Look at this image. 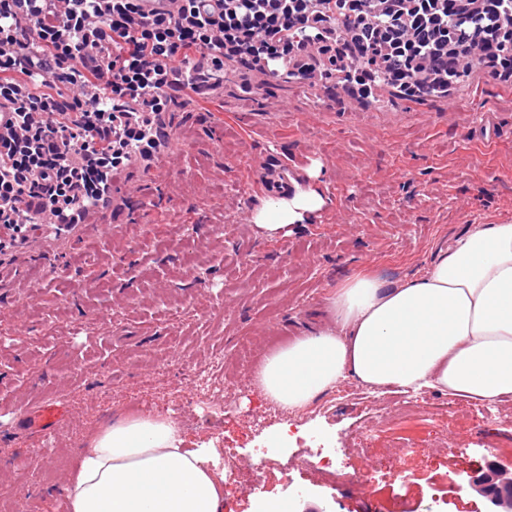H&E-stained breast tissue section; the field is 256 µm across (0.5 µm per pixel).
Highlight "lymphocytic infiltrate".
Masks as SVG:
<instances>
[{
  "instance_id": "lymphocytic-infiltrate-1",
  "label": "lymphocytic infiltrate",
  "mask_w": 512,
  "mask_h": 512,
  "mask_svg": "<svg viewBox=\"0 0 512 512\" xmlns=\"http://www.w3.org/2000/svg\"><path fill=\"white\" fill-rule=\"evenodd\" d=\"M0 0V246L40 225L86 223L132 161L159 158L172 82L198 90L225 61L264 73L343 75L370 94L381 71L395 87L436 85L471 45L491 75L512 72V0H182L174 18L138 0ZM475 13L480 39L449 27Z\"/></svg>"
}]
</instances>
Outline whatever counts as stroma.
Returning a JSON list of instances; mask_svg holds the SVG:
<instances>
[{"label": "stroma", "mask_w": 512, "mask_h": 512, "mask_svg": "<svg viewBox=\"0 0 512 512\" xmlns=\"http://www.w3.org/2000/svg\"><path fill=\"white\" fill-rule=\"evenodd\" d=\"M242 71L225 63L208 100L178 99L164 116L172 148L118 174L94 221L41 227L40 249L0 254V311L25 327L0 323V512H68L59 487L87 436L142 401L195 446L233 454L224 512H491L471 480L512 474V397L471 404L425 388L407 408L346 379L293 414L264 397L256 369L328 323L342 277L406 281L471 225L512 224V81L479 66L447 97L365 102L333 79L269 77L248 94ZM487 112L493 140L474 133ZM275 147L325 204L271 240L252 221L267 196L246 186ZM215 361L211 412L187 397ZM59 397L67 424L34 453L17 408ZM287 423L335 444V476L309 449L275 446ZM255 481L261 493L248 492Z\"/></svg>", "instance_id": "35a3bbf8"}]
</instances>
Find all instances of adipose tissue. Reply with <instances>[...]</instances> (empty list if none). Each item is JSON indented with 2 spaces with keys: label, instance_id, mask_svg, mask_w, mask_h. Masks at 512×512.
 Returning <instances> with one entry per match:
<instances>
[{
  "label": "adipose tissue",
  "instance_id": "ef3b65f1",
  "mask_svg": "<svg viewBox=\"0 0 512 512\" xmlns=\"http://www.w3.org/2000/svg\"><path fill=\"white\" fill-rule=\"evenodd\" d=\"M321 205L298 189L267 200L254 221L274 238ZM325 304L331 325L270 354L257 375L283 409H303L347 378L373 394H512V224L472 225L409 281L346 277ZM222 464L219 449L188 447L168 416L132 415L89 436L62 494L68 512H222Z\"/></svg>",
  "mask_w": 512,
  "mask_h": 512
}]
</instances>
